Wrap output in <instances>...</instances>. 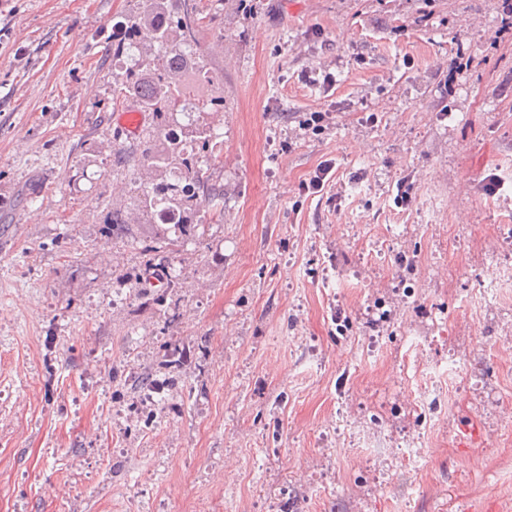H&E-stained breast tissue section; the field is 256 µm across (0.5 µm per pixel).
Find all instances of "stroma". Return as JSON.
<instances>
[{
    "mask_svg": "<svg viewBox=\"0 0 512 512\" xmlns=\"http://www.w3.org/2000/svg\"><path fill=\"white\" fill-rule=\"evenodd\" d=\"M198 3L224 216L149 267L136 0H0V512H512L505 0Z\"/></svg>",
    "mask_w": 512,
    "mask_h": 512,
    "instance_id": "stroma-1",
    "label": "stroma"
}]
</instances>
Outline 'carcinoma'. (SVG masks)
Masks as SVG:
<instances>
[{"label": "carcinoma", "instance_id": "carcinoma-1", "mask_svg": "<svg viewBox=\"0 0 512 512\" xmlns=\"http://www.w3.org/2000/svg\"><path fill=\"white\" fill-rule=\"evenodd\" d=\"M203 23L197 0H138L137 10L126 17L123 40L142 39L144 55L114 88L117 99L155 119L147 147L130 155L137 167L155 176L182 175L174 183L137 182L133 214L157 217L163 211L180 219L175 227L184 233L205 208L224 216V208L218 207L224 189L209 183L203 172L222 143L198 120H178L188 107L201 114L224 103L221 96H195L182 82L188 75L198 87L213 85L198 38Z\"/></svg>", "mask_w": 512, "mask_h": 512}]
</instances>
